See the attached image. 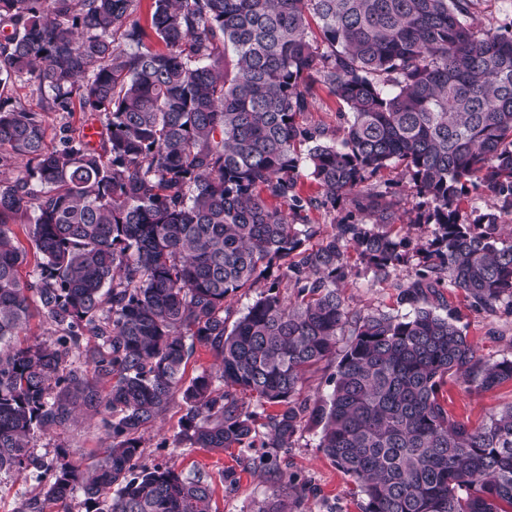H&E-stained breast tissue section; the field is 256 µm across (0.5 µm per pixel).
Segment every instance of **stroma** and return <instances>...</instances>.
<instances>
[{
  "instance_id": "1",
  "label": "stroma",
  "mask_w": 512,
  "mask_h": 512,
  "mask_svg": "<svg viewBox=\"0 0 512 512\" xmlns=\"http://www.w3.org/2000/svg\"><path fill=\"white\" fill-rule=\"evenodd\" d=\"M389 183L391 192L398 202L399 211L408 223L411 239L426 237L428 226H415L417 197L400 168L390 167L380 175ZM370 275L364 267H356L345 294L351 309L362 313L396 311V291L387 284L376 287L369 284ZM448 309L459 316L458 324L467 334L484 358L496 361L512 359V313L500 310L496 313L473 311L468 301L460 295L446 293ZM448 410L454 416L481 421L488 413L512 404V382H506L489 391L466 389L456 381H448L443 389ZM184 414L182 401H174L168 410L148 428L143 435L142 463L160 464L176 470L200 467L212 476L231 472L236 482L232 487L218 486L215 494L217 512H256L258 506L271 498L275 485L260 466L244 468L243 456L260 458L264 450L256 447L249 453L228 448L224 452H210L200 448L174 449L168 442L179 430ZM319 428L310 427L301 432L288 457L295 470L314 483L321 491L319 497L306 503L308 512H360L362 495L343 472L323 454L318 446ZM107 444L105 430L99 417L85 415L76 424L48 434L34 437L32 445L45 460H55L60 450H67L70 457L100 452Z\"/></svg>"
}]
</instances>
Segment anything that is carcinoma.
I'll return each instance as SVG.
<instances>
[{"label": "carcinoma", "instance_id": "1", "mask_svg": "<svg viewBox=\"0 0 512 512\" xmlns=\"http://www.w3.org/2000/svg\"><path fill=\"white\" fill-rule=\"evenodd\" d=\"M139 4L0 0V472L37 481L21 512H70L77 494L86 512H215L209 472L140 463L178 394L173 448L275 449L258 512H304L313 489L286 453L310 424L362 512H512V405L472 424L441 394L450 378L512 381V360L481 358L430 302L446 288L512 311V36L475 29L474 0H153L148 30ZM23 80L35 110L14 97ZM318 84L349 109L340 138L307 123ZM76 105L98 144L65 127L49 145L47 115ZM392 165L433 225L413 248L368 184ZM304 168L322 194L303 192ZM471 187L498 212L461 220ZM344 200L371 222L349 214L310 245V214ZM412 251L407 313L349 308L351 255L376 285ZM259 283L227 326V299ZM36 315L52 342L20 340ZM347 328L331 393L299 400ZM186 335L218 356L222 386L183 381ZM80 407L109 431L103 457L29 448Z\"/></svg>", "mask_w": 512, "mask_h": 512}]
</instances>
